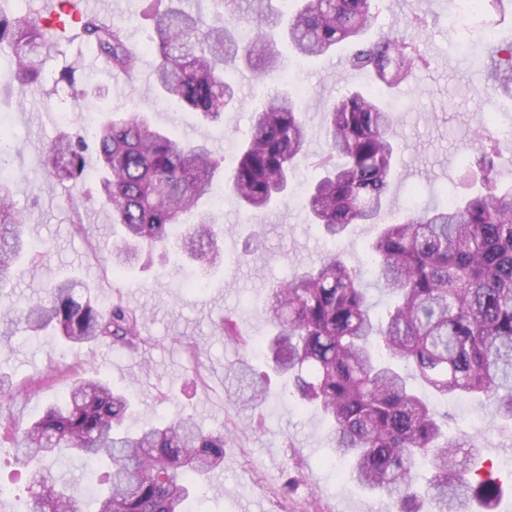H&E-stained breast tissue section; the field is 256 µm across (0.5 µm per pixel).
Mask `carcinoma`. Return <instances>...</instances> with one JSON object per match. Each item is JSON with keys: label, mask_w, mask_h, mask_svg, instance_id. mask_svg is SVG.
Listing matches in <instances>:
<instances>
[{"label": "carcinoma", "mask_w": 512, "mask_h": 512, "mask_svg": "<svg viewBox=\"0 0 512 512\" xmlns=\"http://www.w3.org/2000/svg\"><path fill=\"white\" fill-rule=\"evenodd\" d=\"M153 22L155 82L164 98L218 121L237 104L224 66L241 61L259 73L279 69L275 33L295 54L313 59L353 46L350 66L371 72L375 86L349 89L326 112L328 151L317 161L323 176L309 189L305 208L331 240L356 224H376L390 211L396 129L381 90L404 85L428 64L419 47L381 32L368 36L373 0H292L289 15L265 13L254 0V20L239 0H213L209 24L179 0H141ZM74 39L93 45L112 69L131 74L137 56L125 25L102 15L85 17ZM46 31L28 16L0 8V56L19 89L44 79ZM492 95L512 96V42L493 52ZM61 80L79 103L76 70ZM303 109L278 87L252 112L228 188L247 212L277 206L288 193L307 133ZM99 161L100 200L119 228L117 258L131 263L171 249L208 270L222 261L216 222L199 204L214 197L223 159L207 142L184 143L155 128L139 111L117 108L91 128ZM86 144L69 135L46 150L43 188L77 183ZM501 142L480 139L466 163L486 192L448 197L442 206L410 211L383 224L370 244L374 279L390 298L378 313L361 286V272L331 252L272 285L266 314L275 329L267 342L270 367L288 380V394L326 419L333 457L345 461L361 488L393 500L394 512H494L499 487L492 472L466 466L474 448L449 437L442 418L412 380L441 395L484 397L500 429L512 435V187L497 184ZM197 212L193 223L184 216ZM28 249L24 215L0 168V288ZM58 281L47 295L17 311L32 332L52 330L66 343L135 351L144 343L140 316L120 303L102 306ZM235 401L258 406L264 386L246 362L233 369ZM130 395L84 374L63 402L51 403L25 427L13 423L17 462L31 469L29 512H188L191 490L224 462V428L205 430L192 416L131 431ZM109 466L92 476L91 508L77 483L59 481L46 466L77 458Z\"/></svg>", "instance_id": "cac0c4a2"}]
</instances>
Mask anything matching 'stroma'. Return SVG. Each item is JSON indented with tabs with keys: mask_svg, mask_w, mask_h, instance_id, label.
I'll return each instance as SVG.
<instances>
[{
	"mask_svg": "<svg viewBox=\"0 0 512 512\" xmlns=\"http://www.w3.org/2000/svg\"><path fill=\"white\" fill-rule=\"evenodd\" d=\"M102 14L124 20L139 59L131 75L103 65L91 68L93 47L59 43L50 51L45 79L37 93L0 81V119L12 142L9 170L14 200L25 213L36 254L23 272L0 289V304L24 306L43 297L49 283L79 272L102 305L122 302L144 311L140 330L145 343L137 352L106 345L90 349L39 338L25 323L0 321V372L18 391L0 406V419L27 424L48 402L64 400L71 369L99 375L133 397L130 427L194 415L206 429L224 427L230 441L224 466L191 498L194 512H390L389 502L369 494L331 465L330 436L320 414L299 411L279 382H271L267 398L255 409L229 401L237 391L230 366L248 361L256 372L267 370L262 346L271 332L264 312L274 282L297 266L317 262L330 249L317 225L300 204L317 179L314 163L325 154L324 112L328 103L350 86L370 80L352 70L348 47L333 56L294 60L288 43H279L288 86L305 105L307 149L298 161L288 198L257 219H247L237 199L224 193L211 212L222 230L224 265L204 275L183 256L140 264L124 273L112 265V218L99 203L96 154L87 152L82 181L52 191L38 187L43 155L60 132L84 133L85 113L107 120L117 103L154 117L163 128L189 140H205L232 169L237 147L251 125L254 107L277 85L245 68H230L225 79L238 97L219 122L209 124L186 109L169 108L151 94L156 59L150 47L151 23L140 14L139 0H101ZM375 30L404 35L420 45L428 66L408 84L387 93L398 133L397 176L390 186L395 212L446 202L463 194L465 158L477 135H512V98L496 97L492 108L481 98L490 64L491 41H512V20L495 26L494 40L483 30L469 32V48L458 47L448 27V0H375ZM75 66L86 89L85 108H78L72 87L58 79ZM232 319L248 346L228 341L219 331ZM199 347L190 358L185 344ZM452 433L474 434L484 459L502 483L498 512H512V438L503 436L488 409L470 397H436ZM30 473L16 465L10 444L0 445V512H28Z\"/></svg>",
	"mask_w": 512,
	"mask_h": 512,
	"instance_id": "obj_1",
	"label": "stroma"
}]
</instances>
